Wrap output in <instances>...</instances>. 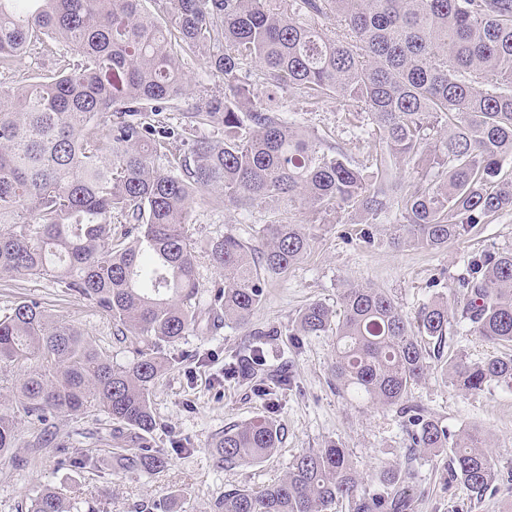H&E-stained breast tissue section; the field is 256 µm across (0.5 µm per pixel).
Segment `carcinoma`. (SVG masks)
Returning <instances> with one entry per match:
<instances>
[{"label":"carcinoma","instance_id":"carcinoma-1","mask_svg":"<svg viewBox=\"0 0 512 512\" xmlns=\"http://www.w3.org/2000/svg\"><path fill=\"white\" fill-rule=\"evenodd\" d=\"M154 3V11L145 3ZM0 0V69L53 40L80 57L23 85L0 82V275L51 278L90 301L118 332L147 338L124 366L79 327L36 300L0 315V369L21 371L0 407V459L14 467L19 423L37 444L64 448L55 419L100 411L127 430L113 469L154 475L168 464L145 435L157 422L150 395L171 367L166 349L197 330V244L185 232L198 194L245 212L276 200L314 214L351 209L373 224L395 213L398 246L440 250L512 210V0ZM206 58L205 75L224 92L185 102V60ZM265 86L258 93L256 86ZM329 99L363 112L379 154L349 161L300 125L288 99ZM186 113L173 127L165 113ZM118 114L112 118V114ZM212 127L224 137L191 139ZM190 144L177 153L172 144ZM167 160L168 169L155 165ZM135 235L112 236V224ZM258 253L227 234L205 243L224 276L207 306V326H245L264 298L262 271L288 272L314 234L278 220L258 229ZM465 303L450 313L438 295L410 319L377 288L350 284L342 315L313 301L290 336H336L333 376L360 402L398 406L410 448L425 457L452 449L449 469L480 499L499 479L498 461L476 433L453 434L408 404L440 363L468 394L512 390V355L470 361L444 356L453 323L492 345L512 343V249L474 256L457 280ZM233 368L263 365L261 333ZM280 429L257 418L211 444L227 466L272 455ZM391 491L361 492L348 449L336 442L296 456L279 482L224 493L218 512H410L397 470ZM28 512H71L52 488Z\"/></svg>","mask_w":512,"mask_h":512}]
</instances>
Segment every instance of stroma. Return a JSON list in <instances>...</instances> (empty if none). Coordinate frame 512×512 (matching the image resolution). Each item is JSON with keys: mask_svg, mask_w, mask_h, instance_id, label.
Here are the masks:
<instances>
[{"mask_svg": "<svg viewBox=\"0 0 512 512\" xmlns=\"http://www.w3.org/2000/svg\"><path fill=\"white\" fill-rule=\"evenodd\" d=\"M76 56L38 47L22 58L1 80L26 82L33 73L59 70L76 63ZM305 126L338 146L349 160L361 162L379 143L357 140L353 132L364 125L361 112L346 111L343 103L328 100L301 116ZM292 219L315 229L311 251L285 275L268 278L266 296L248 326L226 325L217 331L199 329L170 348L174 363L157 382L151 396L158 422L149 440L165 448L169 466L155 475H116L111 452L124 439L102 414L61 416L56 426L66 445L37 448L33 424L21 422L16 455L26 457V469L0 463V512H28L32 496L51 487L81 512H156V504L170 512H217L225 491L235 487L261 490L283 479L293 459L310 448L335 441L347 448L368 494L386 486L381 475L395 468L412 488V512H512V391L496 386L471 395L452 387L440 368L430 370L413 386L410 405L443 420L453 430L483 435L497 458L501 477L482 499L471 498L449 471V454L436 459L408 456L409 438L398 408L353 400L338 389L331 369L336 339L292 336L288 325L306 304L319 300L338 308L346 284L367 283L389 295L408 315L431 300L435 292L448 296L449 307L462 305L456 289L476 254L488 249H512V211L489 224H480L466 239L442 250L427 251L389 245V222L370 225L375 242L357 238L359 216L341 215L340 223L323 224L304 209L286 211L276 202L250 214L234 208L214 209L208 196H199L188 227L198 243L232 234L255 249L265 244L256 237L260 225ZM33 299L78 326L114 362L132 361L144 338L116 333L111 320L88 300L69 294L60 284L36 276H0V312L17 301ZM263 332L265 364L257 377L231 372L228 364L254 332ZM287 373L286 389L262 395L256 380L271 383ZM274 418L282 428L279 448L261 462L227 467L210 445L226 428L258 416Z\"/></svg>", "mask_w": 512, "mask_h": 512, "instance_id": "stroma-1", "label": "stroma"}]
</instances>
